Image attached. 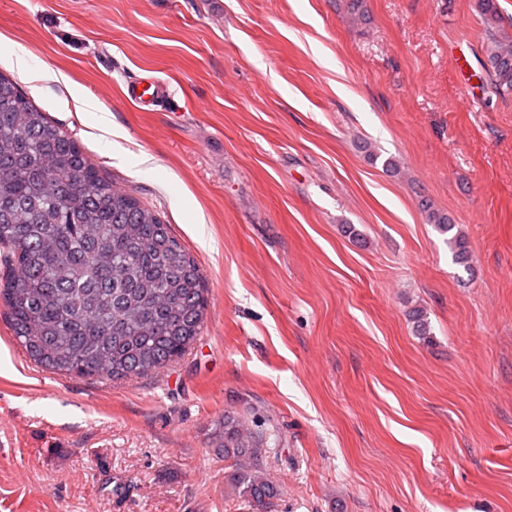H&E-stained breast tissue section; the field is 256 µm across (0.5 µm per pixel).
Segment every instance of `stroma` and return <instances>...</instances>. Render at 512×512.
I'll use <instances>...</instances> for the list:
<instances>
[{
	"label": "stroma",
	"mask_w": 512,
	"mask_h": 512,
	"mask_svg": "<svg viewBox=\"0 0 512 512\" xmlns=\"http://www.w3.org/2000/svg\"><path fill=\"white\" fill-rule=\"evenodd\" d=\"M366 7L0 0V74L160 214L207 288L191 349L124 380L38 368L0 311V512H256L227 482L228 413L276 441L271 512H512V94L481 66L480 0ZM17 44L114 135L22 78ZM134 76L168 102L131 105ZM32 53L25 49L20 52L14 53V63L19 73L29 79L39 80L49 78L57 83L62 84L71 94L73 100L83 109L98 110V105L95 100L86 96L85 94L77 91L70 77L62 71L57 72H36L31 68L30 60ZM170 87L164 81L145 77L127 83L125 97L135 107L145 110L153 108L170 95Z\"/></svg>",
	"instance_id": "1"
}]
</instances>
